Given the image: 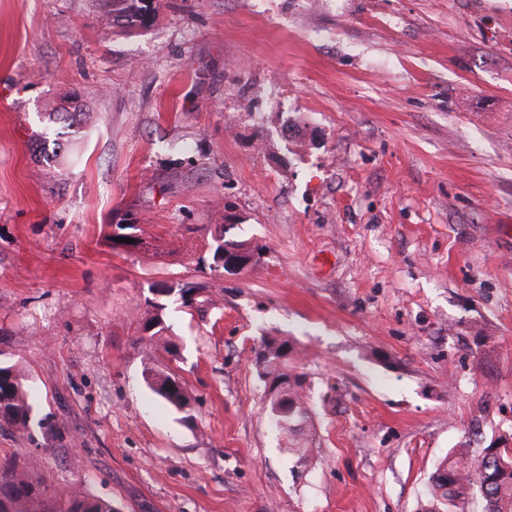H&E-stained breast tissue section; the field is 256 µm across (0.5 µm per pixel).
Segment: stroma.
<instances>
[{"label": "stroma", "instance_id": "35a3bbf8", "mask_svg": "<svg viewBox=\"0 0 512 512\" xmlns=\"http://www.w3.org/2000/svg\"><path fill=\"white\" fill-rule=\"evenodd\" d=\"M127 222L145 248L107 241ZM219 224L258 262L169 305L180 358L145 346ZM265 336L307 380L302 474ZM0 360L35 404L0 460L114 512H420L450 449L512 447V0H162L129 32L0 0ZM208 288L204 283L187 282L182 285L176 292L173 288H163L161 293H169L167 297L174 294L173 301L178 302L183 308H201V306L212 302V299L205 297ZM286 347H288L289 354L283 358L281 351ZM292 351L288 339L268 337L262 340L255 352L252 365L259 377L265 381L266 389L269 381L274 383L277 378L290 379L298 376L291 358ZM144 380L154 394L176 410L188 414L191 398L183 381L175 373L155 364H147L144 368ZM186 418L190 419V414ZM302 390L300 385L290 390H278L271 398L267 396L266 400L268 415L276 425L281 441L293 454L299 473H304L316 456V448H312L313 441L306 434L310 409ZM285 403H288L287 411H284ZM304 422L305 426L302 427Z\"/></svg>", "mask_w": 512, "mask_h": 512}]
</instances>
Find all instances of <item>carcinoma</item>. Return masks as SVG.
Wrapping results in <instances>:
<instances>
[{
	"mask_svg": "<svg viewBox=\"0 0 512 512\" xmlns=\"http://www.w3.org/2000/svg\"><path fill=\"white\" fill-rule=\"evenodd\" d=\"M112 23L122 28H141L148 24L157 2L148 0H104ZM251 249L246 240L224 239V225H218L209 256L200 257L196 265L218 272L224 269V248ZM162 292L175 295L174 301L183 308H199L212 299L207 297L203 283L187 282L174 290ZM166 304L154 303L152 313L143 322L139 340L149 346H161L175 356L178 345L171 336L172 327L165 319ZM290 346L285 338L268 337L262 340L252 365L260 378L275 382L278 378L298 376L291 356L281 351ZM144 380L150 390L180 412H187L191 398L181 378L154 364L144 368ZM298 385L279 390L266 400V409L276 425L281 441L295 458L299 472H305L314 462L316 449L302 424L309 422L310 409ZM34 404L16 367L0 362V422L20 432L28 429L33 420ZM37 465L29 462L0 465V512H113L112 501L94 497L74 487L52 488L36 477ZM429 498L424 512H448V502L465 506L474 493H479L481 512H512V448L487 447L479 453L468 448H453L441 461L429 479Z\"/></svg>",
	"mask_w": 512,
	"mask_h": 512,
	"instance_id": "1",
	"label": "carcinoma"
}]
</instances>
